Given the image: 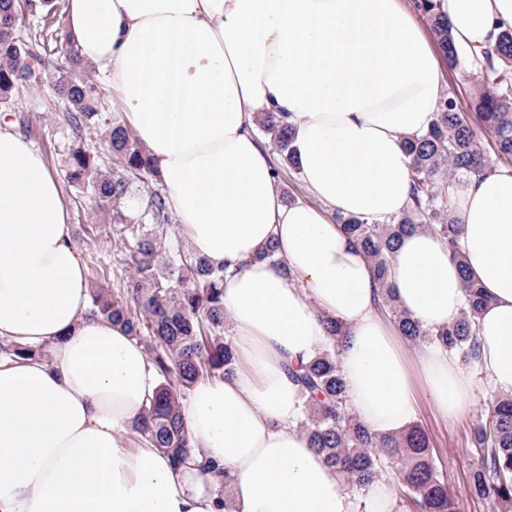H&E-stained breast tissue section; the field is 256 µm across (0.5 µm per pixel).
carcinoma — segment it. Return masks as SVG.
I'll use <instances>...</instances> for the list:
<instances>
[{"mask_svg":"<svg viewBox=\"0 0 512 512\" xmlns=\"http://www.w3.org/2000/svg\"><path fill=\"white\" fill-rule=\"evenodd\" d=\"M428 26L443 59L451 69L465 65L448 19L434 10L432 0H412ZM63 5L56 0H0V99L37 80L42 59L19 30L29 15H41L43 28L61 23ZM481 69L497 75L496 86L476 94L473 111L495 142L497 160L512 161V29L499 44L481 55ZM56 91L67 106V120L77 137L104 125V146L115 167L101 170L97 156L72 150L67 180L93 199L98 208L112 211V233L125 245V261L134 275L112 290L97 282L90 287V314L121 327L147 351L161 378L152 403L135 423L137 438L180 466L192 453L185 433L182 406L187 394L203 378H223L237 363L234 339L224 333V267L184 249L172 237L166 197L143 193L155 178L151 158L134 133L118 119L102 121L100 98L90 80L89 64L76 51L65 49L58 66ZM259 132L270 138L283 164L298 169L291 149L292 128L282 112H263ZM410 157L412 192L402 213L384 224L356 216H335L370 262L382 305L401 336L413 346L432 345L469 368L480 366L477 320L489 296L461 268L464 306L448 326L426 330L395 301L390 265L400 240L417 231H430L448 244L453 260L462 262L458 246L462 224L450 207L457 183L494 168L470 119L460 112L456 98L443 94L427 133L404 140ZM136 213L129 215L130 206ZM328 344L303 361L287 367L288 378L305 397L299 429L310 447L348 484L364 494L391 468L399 486L417 512H454L448 484L434 463L423 430L409 425L395 435L379 436L364 427L353 409L341 372V348L347 336L339 320L322 318ZM10 357H35L43 352L16 343H0ZM472 491L489 497L499 512H512V394H493L486 418L473 428Z\"/></svg>","mask_w":512,"mask_h":512,"instance_id":"cac0c4a2","label":"carcinoma"}]
</instances>
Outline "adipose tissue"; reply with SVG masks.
Instances as JSON below:
<instances>
[{"instance_id":"1","label":"adipose tissue","mask_w":512,"mask_h":512,"mask_svg":"<svg viewBox=\"0 0 512 512\" xmlns=\"http://www.w3.org/2000/svg\"><path fill=\"white\" fill-rule=\"evenodd\" d=\"M456 44L491 49L512 0H436ZM67 32L94 64L157 170L193 253L225 266L239 364L184 404L197 459L175 467L132 440L161 380L144 347L89 316L68 206L34 145L0 115V340L50 360L0 357V512H355L349 487L299 430L285 366L349 336L341 370L360 422L393 435L423 380L460 414L470 381L447 353L403 355L372 270L329 211L386 223L412 188L403 141L443 93L436 53L407 0H68ZM286 112L311 202L285 203L255 117ZM464 266L490 297L481 362L512 393V167L452 199ZM278 245V262L260 258ZM460 265L429 232L391 262L400 307L426 329L463 307ZM218 464L202 469L201 460Z\"/></svg>"}]
</instances>
